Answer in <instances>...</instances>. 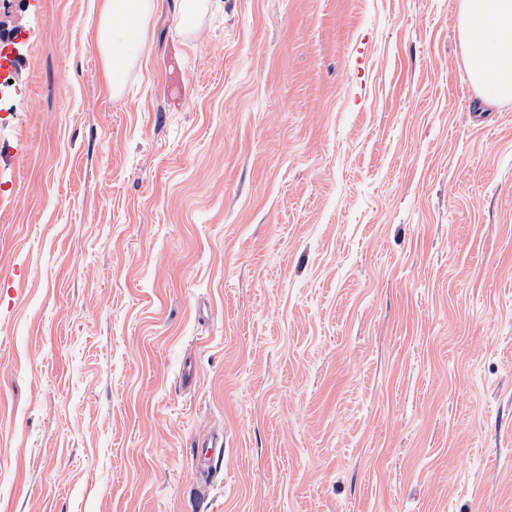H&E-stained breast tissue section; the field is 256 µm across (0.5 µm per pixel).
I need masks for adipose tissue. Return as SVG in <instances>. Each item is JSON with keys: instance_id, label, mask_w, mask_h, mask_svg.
Instances as JSON below:
<instances>
[{"instance_id": "obj_1", "label": "adipose tissue", "mask_w": 512, "mask_h": 512, "mask_svg": "<svg viewBox=\"0 0 512 512\" xmlns=\"http://www.w3.org/2000/svg\"><path fill=\"white\" fill-rule=\"evenodd\" d=\"M154 0H100L87 31L98 45L104 77L120 88L134 56L149 47ZM461 50L486 103L512 99V0H460Z\"/></svg>"}]
</instances>
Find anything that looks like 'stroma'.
I'll return each mask as SVG.
<instances>
[{
  "label": "stroma",
  "mask_w": 512,
  "mask_h": 512,
  "mask_svg": "<svg viewBox=\"0 0 512 512\" xmlns=\"http://www.w3.org/2000/svg\"><path fill=\"white\" fill-rule=\"evenodd\" d=\"M97 10L0 0V512H512V100L458 0H155L115 92ZM190 453L197 472L196 487H206L224 461V434L193 438Z\"/></svg>",
  "instance_id": "35a3bbf8"
}]
</instances>
